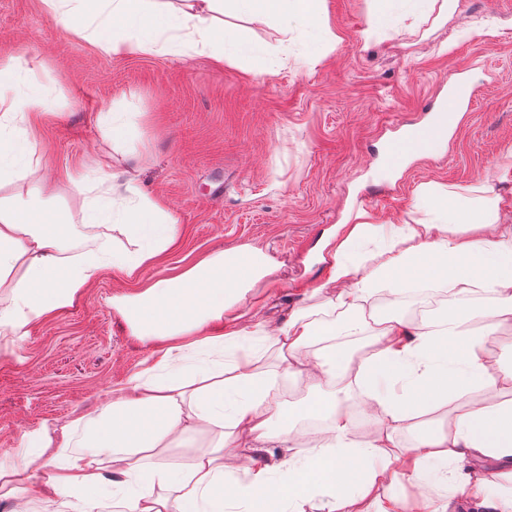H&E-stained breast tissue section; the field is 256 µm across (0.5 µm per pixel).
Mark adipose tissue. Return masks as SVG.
Here are the masks:
<instances>
[{"label":"adipose tissue","instance_id":"1","mask_svg":"<svg viewBox=\"0 0 512 512\" xmlns=\"http://www.w3.org/2000/svg\"><path fill=\"white\" fill-rule=\"evenodd\" d=\"M319 0H41L64 28L112 56L153 52L198 54L223 61L225 45L248 46L225 28V14L264 15L284 31L319 42L335 36L320 24ZM38 99L0 91V288L13 308L0 311V334H17L66 306L104 269L134 274L175 241L177 220L166 202L127 185L115 207L111 190L81 186L79 221L108 228L111 246L72 253L54 232L59 221L45 157L32 141ZM501 197L485 184L421 185L416 218L379 224L365 211L348 215L333 234L328 280L309 288L308 305L271 322L263 299L249 293L270 277L274 260L233 248L132 294L113 308L133 335L166 340L165 349L112 391L93 417H75L26 442V467L65 495L69 512H457L460 498H480L487 512H512V401L462 403L475 390L512 389V370L488 369L486 339L470 329L486 319L512 320V226L500 221ZM425 283L448 292L440 307L413 323L383 314L380 291L400 295ZM492 305H473L476 291ZM326 296L324 307L312 305ZM354 336L372 337L358 357ZM273 351L277 373L312 380L314 394L295 410L277 401L273 378L257 364ZM355 385L359 412L340 395ZM450 409L447 431L421 416ZM327 427L297 452L300 423ZM215 438L185 466L152 462L151 451L199 427ZM368 442L356 437L366 427ZM411 436L408 445L398 437ZM238 451L234 471L224 451ZM265 448L287 449L277 464ZM113 480H106L103 464ZM440 486L425 496L423 483Z\"/></svg>","mask_w":512,"mask_h":512}]
</instances>
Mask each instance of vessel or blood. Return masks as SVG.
Wrapping results in <instances>:
<instances>
[{
    "label": "vessel or blood",
    "instance_id": "obj_1",
    "mask_svg": "<svg viewBox=\"0 0 512 512\" xmlns=\"http://www.w3.org/2000/svg\"><path fill=\"white\" fill-rule=\"evenodd\" d=\"M475 90L461 72L448 77V96L429 120L388 138L383 146V161L387 171L401 169L413 157L436 154L448 138L458 130V116L462 106L471 104Z\"/></svg>",
    "mask_w": 512,
    "mask_h": 512
}]
</instances>
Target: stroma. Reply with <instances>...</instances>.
<instances>
[{
  "label": "stroma",
  "mask_w": 512,
  "mask_h": 512,
  "mask_svg": "<svg viewBox=\"0 0 512 512\" xmlns=\"http://www.w3.org/2000/svg\"><path fill=\"white\" fill-rule=\"evenodd\" d=\"M376 0H321L334 47L265 19H237L251 53L215 63L170 52L101 54L65 31L41 0H0V58L16 57L8 93L40 99L35 150L48 165L62 216L76 213L77 180L110 164L116 188L135 183L162 197L179 224L176 245L135 278L104 270L89 288L24 336L0 335V467L20 472L24 493L0 499V512H67L47 498L37 471L23 465L29 434L53 431L74 415L95 414L112 387L139 372L161 339L133 336L112 298L173 276L212 252L247 247L276 263L256 284L266 317L282 321L305 303V288L326 280L324 240L356 200L387 176L377 151L394 118L424 119L452 71L477 87L455 138L429 160L412 161L396 198L369 206L377 223L412 215L425 183L493 186L501 218L512 225V0H459L442 27L416 23L401 0L378 26ZM113 114L123 141L105 138L99 116ZM136 142L137 155L126 151ZM490 369L512 366V322L477 325Z\"/></svg>",
  "instance_id": "obj_1"
}]
</instances>
